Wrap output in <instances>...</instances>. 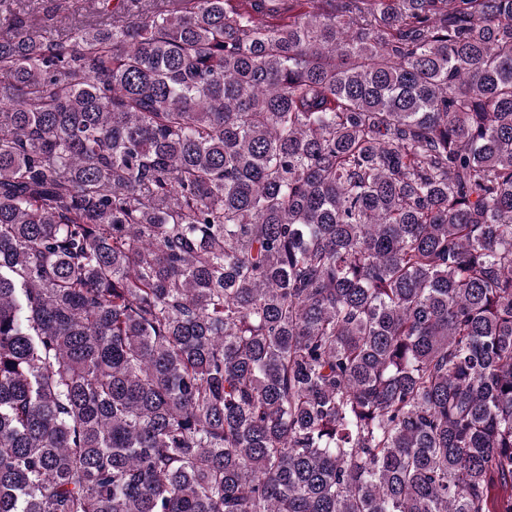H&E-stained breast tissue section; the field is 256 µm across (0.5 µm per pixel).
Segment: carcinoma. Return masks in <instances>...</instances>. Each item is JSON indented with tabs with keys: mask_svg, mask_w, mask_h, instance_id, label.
<instances>
[{
	"mask_svg": "<svg viewBox=\"0 0 512 512\" xmlns=\"http://www.w3.org/2000/svg\"><path fill=\"white\" fill-rule=\"evenodd\" d=\"M0 0V512H512V0Z\"/></svg>",
	"mask_w": 512,
	"mask_h": 512,
	"instance_id": "1",
	"label": "carcinoma"
}]
</instances>
